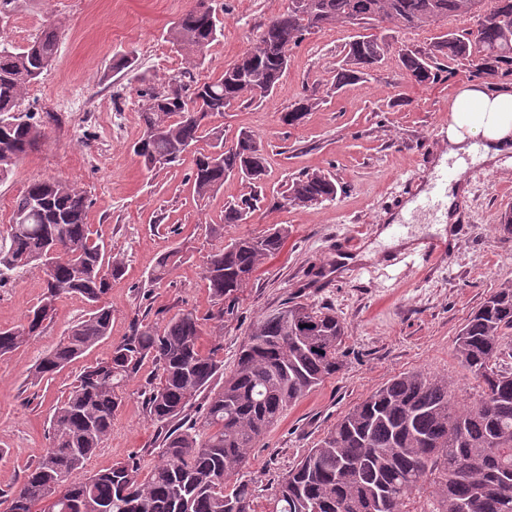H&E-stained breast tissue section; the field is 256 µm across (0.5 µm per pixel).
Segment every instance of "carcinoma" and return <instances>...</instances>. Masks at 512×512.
<instances>
[{"mask_svg":"<svg viewBox=\"0 0 512 512\" xmlns=\"http://www.w3.org/2000/svg\"><path fill=\"white\" fill-rule=\"evenodd\" d=\"M473 16L475 26L451 29L429 49H403L399 61L417 84L441 78L439 57L471 59L488 78L512 73V0H288L253 47L211 81L188 90L182 80L143 95L142 134L134 154L148 170L183 160L194 149L191 176L196 193L207 196L231 175L256 183L266 156L245 131L226 149L223 142L198 149L209 119L237 102L268 97L288 69L290 51L306 35L326 27L395 28L411 31L450 16ZM224 36L213 0H193L168 31L169 41L191 59H202ZM58 32L48 28L22 49L0 42V178L45 138L35 113L20 109L27 88L52 66ZM385 38L358 34L346 61L336 68V86L355 83L384 58ZM318 105L314 95L296 102L281 121L297 126ZM335 181L316 171L288 184L285 199L308 208L336 198ZM87 193L60 178L31 182L14 202L10 224L0 232V281L40 267L54 245L60 249L52 279L24 322L0 328V359L41 335L57 301L78 295L87 317L34 365L40 382L110 335L112 312L104 301L109 280L121 264L91 238ZM247 211L224 209V223L208 226L224 240V225L239 224ZM288 228L274 226L261 237L221 244L208 256L204 279L212 297L233 300ZM179 250L162 256L150 274L161 281ZM204 323L184 309L162 326L145 325L112 350L109 359L84 368L69 396L55 408L51 446L11 494L7 512H255V487L243 469L256 442L288 407L299 402L341 367L345 324L329 307L288 301L251 327L233 369L211 387L224 365L200 344ZM512 329V285L493 292L466 320L456 342L459 364L477 381L467 406L454 385L425 371L401 373L354 407L288 471L269 499L268 512H412L415 492L432 489L426 512H512V369L502 367L506 331ZM155 360L160 382L148 391L149 416L165 430L157 460L146 474L132 461L105 472H84L112 429V417L138 364ZM207 404L197 418L189 409L202 393ZM462 458L483 460L466 476ZM387 493V506L377 502Z\"/></svg>","mask_w":512,"mask_h":512,"instance_id":"cac0c4a2","label":"carcinoma"}]
</instances>
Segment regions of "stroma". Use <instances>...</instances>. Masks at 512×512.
<instances>
[{
	"label": "stroma",
	"mask_w": 512,
	"mask_h": 512,
	"mask_svg": "<svg viewBox=\"0 0 512 512\" xmlns=\"http://www.w3.org/2000/svg\"><path fill=\"white\" fill-rule=\"evenodd\" d=\"M192 0H13L0 19V38L27 45L48 25L59 31L56 59L23 101L45 116L46 137L0 179V226L32 181L58 177L84 190L92 205L87 222L123 266L107 300L110 336L96 343L52 378L31 382L29 372L43 352L88 312L75 297L60 299L44 332L0 360V500L22 481L49 446V419L86 366L107 358L135 326L161 325L183 309L204 320V347L232 369L251 325L288 299L326 304L345 322L342 368L288 408L254 448L244 469L256 488L255 512L289 470L315 447L349 410L394 376L413 370L448 378L460 403H468L476 381L455 355L456 337L469 315L497 288L512 283V241L497 230L512 204V153L499 168L473 167L466 204L469 221L456 225L452 248L434 270L423 268L407 249L379 246L385 214L396 211L408 187L427 182L443 149L450 104L465 84L512 87V75L479 76L463 59L443 61L435 84L412 83L398 66L402 49H427L446 31L473 26V19L443 20L409 32H388L394 50L354 84L337 87L352 31L336 27L306 36L291 52L288 69L263 101H243L213 119L207 137L232 141L240 131L256 135L266 170L259 184L238 177L201 198L190 162L145 170L132 151L141 135V90H162L173 77L204 81L250 48L264 25L286 10L288 0H215L224 35L192 66L167 40V32ZM134 53L132 67L113 70L114 59ZM319 105L298 126L282 112L307 94ZM324 171L336 180L335 199L295 208L283 199L292 178ZM255 199L245 221L228 224L224 209ZM223 224L225 240L265 235L283 225L288 235L266 258L229 306L214 301L203 267L215 245L208 225ZM181 258L161 282L150 274L172 249ZM352 270H344V263ZM44 291V274L31 269L0 284V328L20 323ZM160 371L145 359L126 387L112 430L86 463L103 472L118 461L149 470L161 430L149 417L144 392Z\"/></svg>",
	"instance_id": "1"
}]
</instances>
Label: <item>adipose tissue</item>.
<instances>
[{
  "mask_svg": "<svg viewBox=\"0 0 512 512\" xmlns=\"http://www.w3.org/2000/svg\"><path fill=\"white\" fill-rule=\"evenodd\" d=\"M477 138L482 141L478 148L473 145ZM447 140V158L496 163L512 143V89L490 93L476 84L461 87L450 107Z\"/></svg>",
  "mask_w": 512,
  "mask_h": 512,
  "instance_id": "adipose-tissue-1",
  "label": "adipose tissue"
}]
</instances>
